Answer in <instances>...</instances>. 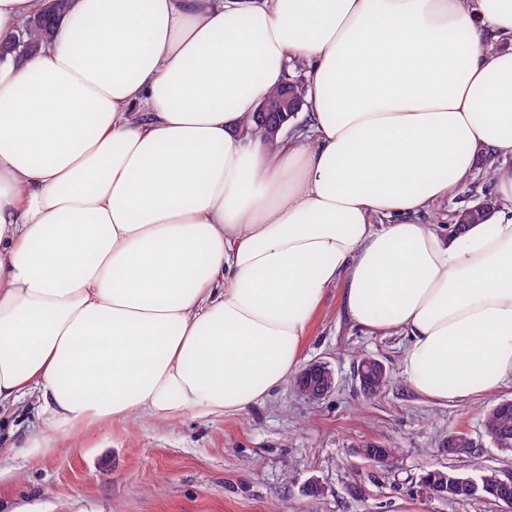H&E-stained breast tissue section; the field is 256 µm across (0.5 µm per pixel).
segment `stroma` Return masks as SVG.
<instances>
[{
    "instance_id": "obj_1",
    "label": "stroma",
    "mask_w": 512,
    "mask_h": 512,
    "mask_svg": "<svg viewBox=\"0 0 512 512\" xmlns=\"http://www.w3.org/2000/svg\"><path fill=\"white\" fill-rule=\"evenodd\" d=\"M400 337L370 333L346 316L333 291L316 316L304 363L326 361L336 389L311 400L286 387L239 417H185L172 424L141 418L89 427L37 447L43 425L24 406L0 417V512H506L485 499L453 501L422 494L424 471L473 474L482 466L512 476V449L492 444L481 426L496 398L438 405L413 389L401 368ZM386 367L389 382L366 399L355 377L359 357ZM475 442L471 456L451 457L441 443L458 430ZM369 440L398 448L395 467L362 459ZM321 480L310 503L303 487Z\"/></svg>"
}]
</instances>
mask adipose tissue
Returning a JSON list of instances; mask_svg holds the SVG:
<instances>
[{"instance_id": "ef3b65f1", "label": "adipose tissue", "mask_w": 512, "mask_h": 512, "mask_svg": "<svg viewBox=\"0 0 512 512\" xmlns=\"http://www.w3.org/2000/svg\"><path fill=\"white\" fill-rule=\"evenodd\" d=\"M482 155L494 210L432 223ZM337 286L431 402L512 384V0H71L0 56V410L43 444L248 413ZM69 2L70 0H54V12L52 17L56 16V19L58 20L61 16H63L69 9ZM43 12L44 10H42L41 6L33 17L30 26L27 28V30L23 31V40L27 43V50L29 51L36 50L40 42L49 38L53 33L55 22H49L52 17L46 21L41 20L40 17Z\"/></svg>"}]
</instances>
